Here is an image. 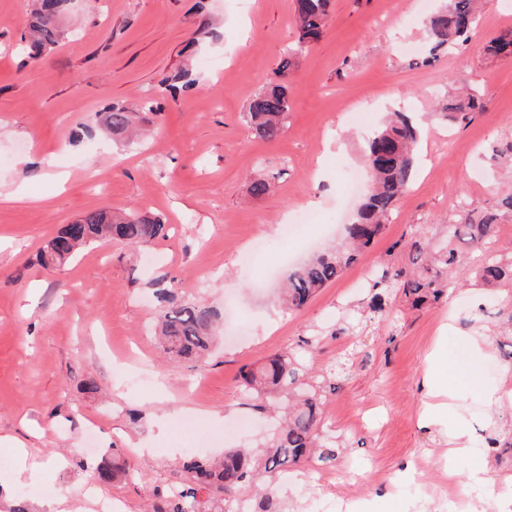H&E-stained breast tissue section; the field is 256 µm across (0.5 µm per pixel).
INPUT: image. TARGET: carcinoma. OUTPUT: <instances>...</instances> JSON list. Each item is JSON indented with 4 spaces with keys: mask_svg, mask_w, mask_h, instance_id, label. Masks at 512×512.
<instances>
[{
    "mask_svg": "<svg viewBox=\"0 0 512 512\" xmlns=\"http://www.w3.org/2000/svg\"><path fill=\"white\" fill-rule=\"evenodd\" d=\"M28 38L22 54L39 59L53 51L64 30L60 16L66 0H33ZM330 0H295V24L298 32L296 47L288 49L275 68L276 80L255 95L245 113L255 137L265 141L278 140L292 111L288 86L283 80L293 66V57L302 48L320 40L328 20ZM477 0H444L423 22L428 54L419 63L429 65L437 55L450 48L460 49L477 34ZM490 56L512 54V29L485 41ZM485 108L484 94L478 87L458 98H450L440 106L443 120L455 124ZM105 129L112 138L126 143L139 136L136 116L119 104L105 108ZM421 131L407 112L396 111L388 124L373 130L365 138L366 164L372 173L369 193L360 206L355 220L347 226L346 248L318 255L292 271L284 288L283 302L290 310L303 308L316 292L335 281L344 267L367 248L379 235L396 201L414 181L420 147ZM162 221L142 216L134 211L114 213L107 209L89 212L66 225L48 241L39 256L45 267L62 266L71 261L77 250L99 239H111L134 247H149L166 237ZM470 258L478 264V273L486 283L512 278V259L501 254L497 244V225L493 218H473L472 210L464 205L458 223L448 225L446 250L426 260L423 275L416 278L405 271L385 274V287L401 291L419 304L427 299L438 300L457 284V276ZM174 282L156 289L161 305L160 339L164 350L177 357L203 361L215 340L214 331L219 315L212 307L178 300L172 291ZM243 386L248 390L288 399V409L280 418L272 444L268 448H232L224 457L191 458L183 463L180 486L160 496L153 512H283L282 501L273 480L306 463L327 466L336 460L339 441L329 442L321 436L323 402L320 391L327 378L317 379L294 354H277L266 363L243 372ZM487 452L496 459L512 456V442H500L488 437ZM125 467L119 451L102 457L95 466L97 479L108 484ZM249 486L248 496L240 491Z\"/></svg>",
    "mask_w": 512,
    "mask_h": 512,
    "instance_id": "1",
    "label": "carcinoma"
}]
</instances>
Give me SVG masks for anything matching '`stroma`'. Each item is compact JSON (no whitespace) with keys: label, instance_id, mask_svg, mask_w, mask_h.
I'll list each match as a JSON object with an SVG mask.
<instances>
[{"label":"stroma","instance_id":"obj_1","mask_svg":"<svg viewBox=\"0 0 512 512\" xmlns=\"http://www.w3.org/2000/svg\"><path fill=\"white\" fill-rule=\"evenodd\" d=\"M27 3L0 0V191L15 196L0 203V453L14 454L2 437L23 442L42 480L10 484V467L0 468V507L20 492L33 504L63 490L85 512L104 502L144 512L184 460L266 443L242 373L297 352L317 371L352 364L323 407L325 431L349 445L330 484L309 485L304 464L280 481L281 497L298 512H450L426 492L447 479L448 440L418 424L425 360L434 343L455 352L461 334L493 335L512 312V282L485 285L468 262L438 301L415 306L394 292L382 316L368 304L383 272L421 274L460 202L495 213L500 244L512 246V211L497 206L512 195V57L482 51L483 37L512 28V0H484L480 39L428 66L417 62L421 20L437 0H331L326 33L297 57L294 107L272 143L254 138L243 114L297 40L293 0H72L67 39L30 64L17 51ZM184 65L191 91L162 85ZM474 85L487 93L484 111L453 125L434 115L438 97ZM148 99L160 111L143 148L100 126L107 105L139 112ZM398 107L422 121L412 187L362 257L305 308L286 309L278 285L288 271L343 241L321 216L349 218L359 205L344 186L366 175L352 112L375 126ZM258 178L272 192L253 196ZM103 208L156 216L168 235L146 249L100 241L64 266L39 263L67 224ZM306 210L317 221L284 238ZM171 278L178 299L223 316L205 365L169 357L155 336L154 290ZM310 336L316 344L301 349ZM463 374L454 362L440 372L460 404L452 425L490 414L512 437V403L488 408ZM115 449L130 474L99 484L94 466ZM487 469L512 474V462L470 448L456 479L470 500L485 496Z\"/></svg>","mask_w":512,"mask_h":512}]
</instances>
